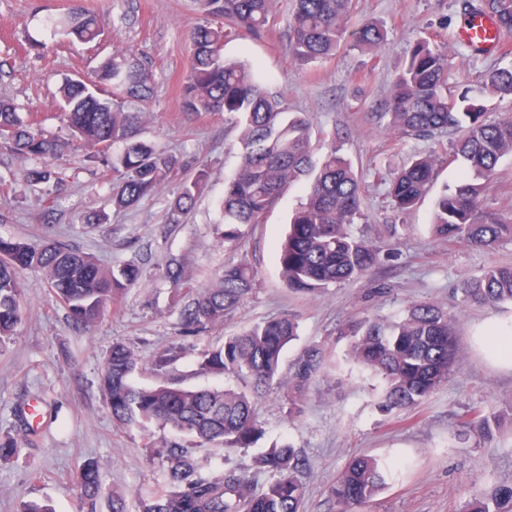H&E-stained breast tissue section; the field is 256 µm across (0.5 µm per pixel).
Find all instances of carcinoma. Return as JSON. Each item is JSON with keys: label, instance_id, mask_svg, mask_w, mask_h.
Listing matches in <instances>:
<instances>
[{"label": "carcinoma", "instance_id": "obj_1", "mask_svg": "<svg viewBox=\"0 0 512 512\" xmlns=\"http://www.w3.org/2000/svg\"><path fill=\"white\" fill-rule=\"evenodd\" d=\"M288 49L301 64L316 63L348 42L361 52L381 49L387 41L383 25L366 23L348 32L353 0H292ZM201 17L189 27L191 56L182 86L185 113H224L238 130L241 163L225 184L221 207L224 242L239 243L249 230L288 192L305 183V197L292 214L281 244L279 265L293 291L317 293L332 284L359 278L381 266V252L350 227L360 216L364 181L341 146L331 143L319 162L313 160L312 123L305 112H287L254 79L249 67L224 57V43L233 36L261 38L268 30L272 0H199ZM467 15L491 17L498 35H512V0H464ZM72 45H89L101 36L99 19L76 9L59 21ZM485 86L501 97H512V67L484 74ZM153 72L131 50L112 52L85 80L64 78L59 87V118L70 137L49 135L0 99V138L14 154L32 161L29 182L43 184L47 194L67 181L64 160L79 147L122 145L112 156V205L129 208L150 196L174 171L180 158L139 137L153 93ZM387 127L401 137L432 138L463 129L451 157L461 159L459 182L440 194L434 204L432 229L443 240L462 239L489 247L512 240V221L483 205L487 185L500 160L512 156V117L488 122L467 97L448 96L447 48L427 40L417 42L397 75L386 112ZM438 158L416 155L390 183L388 195L396 212L416 207L434 181ZM208 177L206 166L185 181L171 204L172 214L185 215L195 206ZM38 269L49 284L53 301L63 304L78 328L94 325L105 307L140 280L139 267L112 270L90 253L65 241L39 247L0 239V340L16 334L21 323L18 274ZM252 266L241 261L224 266L220 284L207 288L181 310L185 336L221 324L254 287ZM459 305L495 306L512 302V264L487 269L461 283ZM350 339V359L383 383L380 407L388 412L418 405L459 363L455 318L431 303H411L398 320L361 317L339 329ZM298 336V324L282 315L224 337V345L201 354L199 369L216 375L248 379L252 389L279 378L285 347ZM182 355L169 347L151 362L154 371L171 367ZM325 352L312 347L293 367L288 416L303 412L304 395L324 373ZM143 369L138 356L115 341L105 361L101 385L112 419L119 425L153 422L181 432L188 440L168 441L155 450L162 459L158 488L131 502L114 494L108 512H302L306 487L299 457L289 443L275 445L250 463L206 475L193 449L219 446L224 452H244L263 435L255 419L253 399L243 390L189 389L164 381L139 388L131 383ZM476 424L490 437L501 429L498 416L479 414ZM273 478L259 492L253 477ZM386 486V471L369 455L354 458L330 488V496L349 510L378 495ZM100 465L89 459L80 471V512H102ZM466 512H512V486L496 487L469 503Z\"/></svg>", "mask_w": 512, "mask_h": 512}]
</instances>
